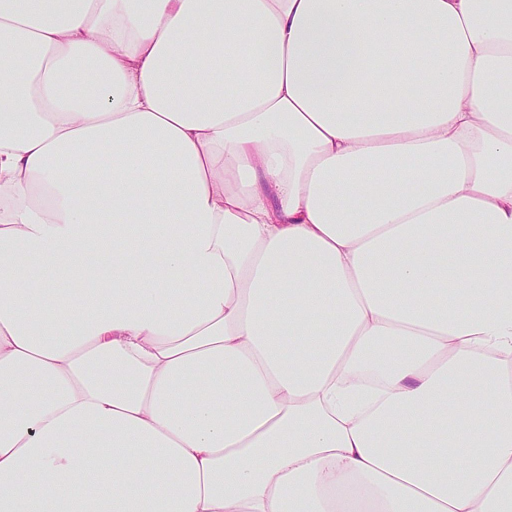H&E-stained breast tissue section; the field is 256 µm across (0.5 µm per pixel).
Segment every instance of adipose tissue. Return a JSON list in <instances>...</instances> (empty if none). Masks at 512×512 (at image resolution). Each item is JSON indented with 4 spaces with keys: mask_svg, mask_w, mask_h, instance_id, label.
<instances>
[{
    "mask_svg": "<svg viewBox=\"0 0 512 512\" xmlns=\"http://www.w3.org/2000/svg\"><path fill=\"white\" fill-rule=\"evenodd\" d=\"M0 512H512V0H0Z\"/></svg>",
    "mask_w": 512,
    "mask_h": 512,
    "instance_id": "obj_1",
    "label": "adipose tissue"
}]
</instances>
